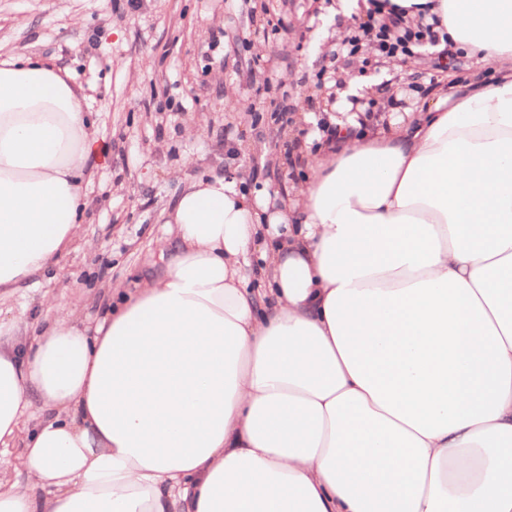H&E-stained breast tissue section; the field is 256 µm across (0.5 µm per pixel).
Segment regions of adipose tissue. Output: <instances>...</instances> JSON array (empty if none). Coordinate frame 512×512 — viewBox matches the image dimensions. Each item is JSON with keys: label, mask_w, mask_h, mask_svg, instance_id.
I'll return each mask as SVG.
<instances>
[{"label": "adipose tissue", "mask_w": 512, "mask_h": 512, "mask_svg": "<svg viewBox=\"0 0 512 512\" xmlns=\"http://www.w3.org/2000/svg\"><path fill=\"white\" fill-rule=\"evenodd\" d=\"M485 66L512 0H385ZM340 149L270 207L190 180L160 275L95 327L0 319V512H512V73ZM67 70L0 53V303L70 252L104 147ZM262 286H249L252 276Z\"/></svg>", "instance_id": "obj_1"}]
</instances>
